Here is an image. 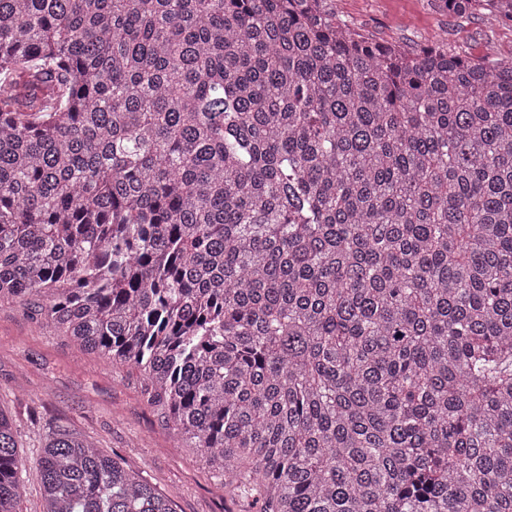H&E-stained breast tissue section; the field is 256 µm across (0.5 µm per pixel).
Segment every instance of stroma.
Instances as JSON below:
<instances>
[{"label": "stroma", "instance_id": "35a3bbf8", "mask_svg": "<svg viewBox=\"0 0 512 512\" xmlns=\"http://www.w3.org/2000/svg\"><path fill=\"white\" fill-rule=\"evenodd\" d=\"M336 13L381 42L435 40L474 58H512V24L447 14L437 0H336ZM0 409L12 416L25 459L19 512H43L37 466L43 434L69 426L116 453L170 498L177 512H256L223 487L201 453L153 409L141 374L42 329L25 304H0Z\"/></svg>", "mask_w": 512, "mask_h": 512}]
</instances>
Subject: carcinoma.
<instances>
[{
    "label": "carcinoma",
    "mask_w": 512,
    "mask_h": 512,
    "mask_svg": "<svg viewBox=\"0 0 512 512\" xmlns=\"http://www.w3.org/2000/svg\"><path fill=\"white\" fill-rule=\"evenodd\" d=\"M333 2L0 0V302L258 512H512V59ZM18 448L0 410V512ZM38 466L45 512H175L74 430Z\"/></svg>",
    "instance_id": "obj_1"
}]
</instances>
